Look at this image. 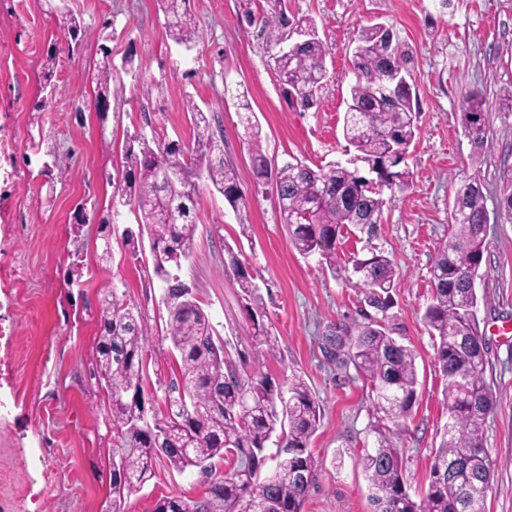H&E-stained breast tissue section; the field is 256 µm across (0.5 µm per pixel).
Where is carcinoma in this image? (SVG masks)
I'll return each mask as SVG.
<instances>
[{
	"instance_id": "1",
	"label": "carcinoma",
	"mask_w": 512,
	"mask_h": 512,
	"mask_svg": "<svg viewBox=\"0 0 512 512\" xmlns=\"http://www.w3.org/2000/svg\"><path fill=\"white\" fill-rule=\"evenodd\" d=\"M167 17L168 36L188 49L200 40L199 28L187 8L189 0H160ZM260 38L273 62L291 105L305 111L318 101L326 77L329 49L316 34L312 19L287 16L282 0H266ZM305 30L310 38L284 47L291 30ZM411 50L387 43L378 23L362 27L353 50L350 101L344 115L343 136L354 155L348 163L317 170L292 156L272 165L262 150L259 128L247 114L241 122L248 136V150L258 180L273 177L280 223L288 227L290 241L301 255L316 251L336 268V239L342 229L355 225L371 234L383 207V190L400 192L410 187L407 158L417 132V93L409 64ZM114 65L111 51L103 49L97 68L98 100L109 99ZM194 124L193 142L149 144L137 135L125 151L123 185L112 197V207L99 219L103 236L112 232L117 206L138 211L139 232L127 228L123 241L128 253L139 259L143 235L150 249L168 260L153 265L154 275L165 284L168 300L165 336L177 354L181 378L187 381L186 398L203 414L182 412L174 420L155 419L146 424L142 402L148 380L146 345L151 335L144 310L127 305L117 287L107 282L98 308L100 335L96 347V380L112 392L109 422L115 446L108 459L123 471L111 472L114 505L121 506L131 482L145 484L155 476L154 462L165 456L183 472L195 468L207 474L213 460L229 463L212 491L200 501L177 497L157 500L153 512H301L315 484L320 461L308 451L321 417L319 402L297 374L284 381L265 373L243 374L214 337L210 320L192 289L177 273L193 241L191 217L200 183L212 185L236 213L242 234H247L248 203L235 179L233 164L224 159V135L213 130L205 112L187 100ZM461 124L479 150L489 126L480 94L469 92L460 103ZM499 209L512 215V168L503 172ZM460 210L451 218L450 241L432 267L434 291L424 312L430 334L439 339L438 363L447 377L448 425L442 434L431 467L427 488L413 498L402 476L397 436L417 398L414 350L399 337L389 313L390 289L395 269L381 253L353 260V271L366 288L365 303L371 316L346 325L331 337V358L341 367L353 366L371 387L372 421L367 432L373 446L365 449L359 464L371 492L375 512H485L491 489L492 461L484 446L481 420L492 408L486 384V344L476 315L478 296L464 277L481 266L486 249V204L477 176L454 183ZM81 246L71 252L68 285H80ZM227 268L240 289L243 310L252 323L260 356H276L275 338L266 322L267 312L259 288L238 255L228 251ZM168 427L170 448L159 447L155 433ZM275 440L278 462L261 477L267 443ZM455 464L448 473L446 463Z\"/></svg>"
}]
</instances>
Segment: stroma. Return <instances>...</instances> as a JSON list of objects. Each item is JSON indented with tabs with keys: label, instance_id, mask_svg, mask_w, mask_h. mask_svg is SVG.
<instances>
[{
	"label": "stroma",
	"instance_id": "1",
	"mask_svg": "<svg viewBox=\"0 0 512 512\" xmlns=\"http://www.w3.org/2000/svg\"><path fill=\"white\" fill-rule=\"evenodd\" d=\"M284 2L290 13L314 19L329 48L318 104L306 112L289 104L258 27L239 17L237 0H190L201 39L189 51L169 39L159 0H0V512H112V436L105 393L92 375L98 291L106 282L148 314L153 336L146 406L160 416L167 409L163 385L176 365L169 341L160 337L167 318L162 284L150 279V256L131 260L122 238L124 229L136 228V212L120 208L106 261L96 225H83L82 289L68 291L64 275L76 203L109 208V179L120 176L134 132L190 144V99L224 131V156L248 201L251 230L241 236L223 196L200 184L193 247L179 275L229 355L251 356L252 328L239 288L224 269L228 249L238 250L277 340L276 355L264 359L260 371L275 378L299 374L318 400L322 415L310 449L323 469L302 512H373L358 463L361 449L372 443L366 435L372 403L355 369L339 368L325 351L336 327L359 318L365 290L352 261L372 251L394 264L392 313L402 341L416 353L418 396L399 440L403 476L411 495L427 486L448 409L439 340L423 315L432 296L431 269L449 241L453 179L479 175L489 224L476 290L487 347L485 383L494 398L482 422L494 465L486 510L512 512V219L498 209L500 177L512 168V112L500 103L502 90L512 85V0H451L444 11L436 0ZM61 6L84 23L77 42L59 27ZM373 22L391 25L414 53L420 112L408 158L411 184L383 192L374 237L352 227L342 231L331 270L319 254L303 257L292 247L271 184L254 175L236 94L247 90L269 158L295 155L324 169L346 162L342 123L352 51L360 29ZM105 46L112 51L117 90L102 123L93 107L94 72ZM50 47L58 51L54 90L39 112V74ZM129 56L140 63L141 75L124 69ZM143 75L163 84L162 95L149 102L140 91ZM467 91L483 95L490 116L478 152L460 125V98ZM105 138L111 148L102 146ZM46 162L62 172L50 188L40 174ZM154 470L153 479L126 497L123 512H152L162 497L209 495V481L193 470L178 471L163 459Z\"/></svg>",
	"mask_w": 512,
	"mask_h": 512
}]
</instances>
